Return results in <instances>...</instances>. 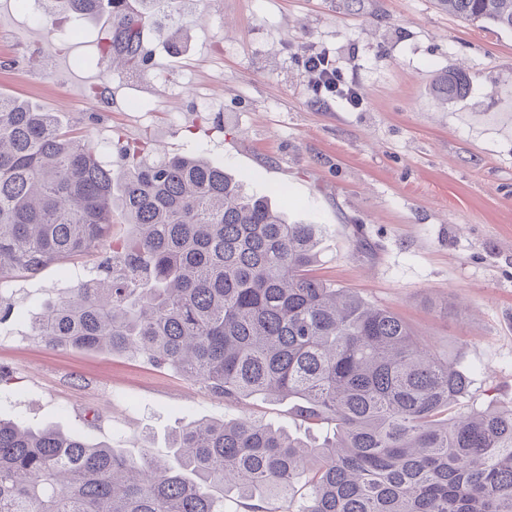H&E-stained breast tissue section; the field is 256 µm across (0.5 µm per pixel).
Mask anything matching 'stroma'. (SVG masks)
<instances>
[{
    "label": "stroma",
    "mask_w": 512,
    "mask_h": 512,
    "mask_svg": "<svg viewBox=\"0 0 512 512\" xmlns=\"http://www.w3.org/2000/svg\"><path fill=\"white\" fill-rule=\"evenodd\" d=\"M57 35L27 0H0V96L55 113L108 144L223 165L288 222L319 224L318 276L399 314L469 371L461 411L512 408V30L483 28L436 0H160L145 25L151 67L107 71L96 33ZM329 52L360 108L319 99L303 66ZM464 69L460 99L439 74ZM54 264L0 282V417L46 424L138 455L168 453L175 428L251 416L287 426L284 400L224 401L146 358L51 347L31 325L77 282ZM468 77L461 71L448 72L441 77L435 86V91L445 99L452 100L462 97L467 90Z\"/></svg>",
    "instance_id": "1"
}]
</instances>
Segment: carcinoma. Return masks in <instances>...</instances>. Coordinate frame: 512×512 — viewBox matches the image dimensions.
<instances>
[{"label":"carcinoma","instance_id":"obj_1","mask_svg":"<svg viewBox=\"0 0 512 512\" xmlns=\"http://www.w3.org/2000/svg\"><path fill=\"white\" fill-rule=\"evenodd\" d=\"M128 0H44L112 24L101 59L146 70L145 15ZM512 30V0H439ZM453 71L435 91L462 97ZM119 172L57 117L0 96V280L103 254L90 284L47 303L33 335L51 346L146 356L226 400L289 399L334 426L307 441L262 420H198L169 434L175 463L55 426L0 419V512H512V409L457 414L471 377L395 312L313 272L322 228L290 224L202 158L125 149ZM134 226L107 244L112 212Z\"/></svg>","mask_w":512,"mask_h":512}]
</instances>
